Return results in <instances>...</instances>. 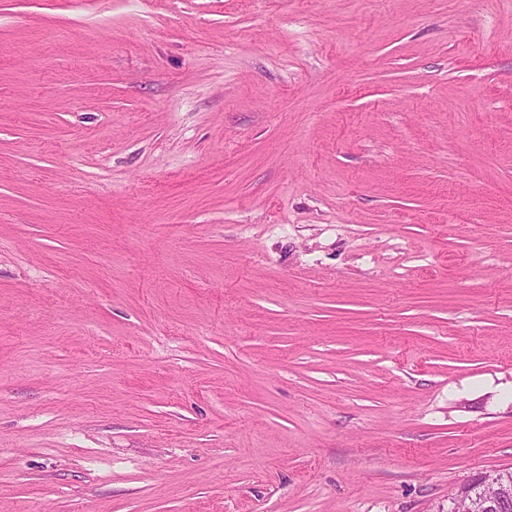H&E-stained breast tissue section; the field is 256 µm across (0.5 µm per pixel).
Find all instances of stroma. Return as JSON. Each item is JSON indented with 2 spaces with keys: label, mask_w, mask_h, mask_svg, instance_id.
<instances>
[{
  "label": "stroma",
  "mask_w": 512,
  "mask_h": 512,
  "mask_svg": "<svg viewBox=\"0 0 512 512\" xmlns=\"http://www.w3.org/2000/svg\"><path fill=\"white\" fill-rule=\"evenodd\" d=\"M511 467L512 0H0V512Z\"/></svg>",
  "instance_id": "35a3bbf8"
}]
</instances>
